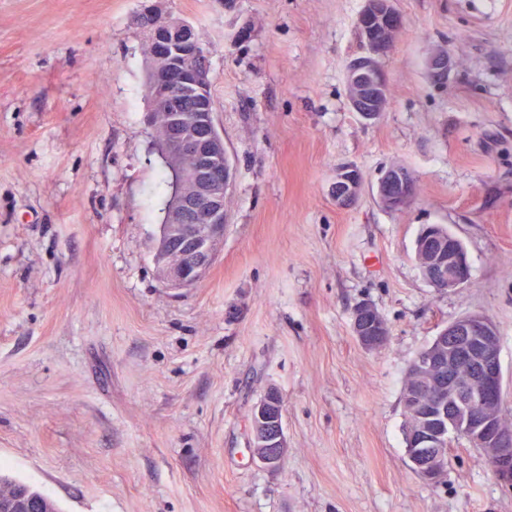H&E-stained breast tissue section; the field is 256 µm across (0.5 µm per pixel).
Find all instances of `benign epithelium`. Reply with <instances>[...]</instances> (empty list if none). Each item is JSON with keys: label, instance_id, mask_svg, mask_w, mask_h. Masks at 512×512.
I'll return each instance as SVG.
<instances>
[{"label": "benign epithelium", "instance_id": "benign-epithelium-1", "mask_svg": "<svg viewBox=\"0 0 512 512\" xmlns=\"http://www.w3.org/2000/svg\"><path fill=\"white\" fill-rule=\"evenodd\" d=\"M142 12L153 19L147 43L152 70L146 84L151 105L167 111L160 146L176 188L167 202L156 253L159 274L173 289L198 282L213 263L224 242L226 201L231 185L230 162L224 138L213 120L208 53L193 26L181 18H164L153 0H145ZM394 0H364L357 17L363 53L351 61L346 75L347 98L353 111L365 121L385 111L388 84L381 60L391 50L390 37L402 27ZM437 80L448 76L451 61L445 50L428 60ZM189 97L194 111L184 112L180 98ZM362 176L353 165L336 169L331 193L340 208L359 199ZM378 199L393 211L415 197L406 171L386 169L378 180ZM423 278L442 292L469 282L470 270L464 246L437 227L421 234L416 259ZM352 331L359 344L375 350L388 340L384 319L375 307L363 302L353 311ZM415 373L426 378L428 399L410 395V406L424 410L418 426L409 432L411 461L423 481L439 483L449 440L462 437L489 450L491 473L512 487V431L500 425L503 406V372L496 326L486 317L470 314L449 323L432 345L413 362ZM283 402L276 389L267 391L254 407L252 454L266 468L276 469L287 452L282 424ZM0 512H45L44 502L23 487Z\"/></svg>", "mask_w": 512, "mask_h": 512}]
</instances>
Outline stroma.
Returning <instances> with one entry per match:
<instances>
[{"mask_svg":"<svg viewBox=\"0 0 512 512\" xmlns=\"http://www.w3.org/2000/svg\"><path fill=\"white\" fill-rule=\"evenodd\" d=\"M363 6L162 0L211 51L232 166L223 246L171 289L141 0H0L1 471L63 512H512L480 450L454 444L432 485L403 435L411 362L468 314L499 331L512 411V0H395L393 95L371 123L345 86ZM346 164L363 188L342 209ZM397 165L418 194L390 211L376 182ZM426 224L462 242L465 287L422 278ZM362 302L389 328L376 351L352 333ZM272 387L276 470L250 452ZM362 176L353 165H343L336 169L331 184V193L340 208H348L359 199L362 190ZM283 407L281 394L276 389L267 391L254 407L252 448L264 449L260 453H252V457L269 469L278 468L287 452L282 424Z\"/></svg>","mask_w":512,"mask_h":512,"instance_id":"35a3bbf8","label":"stroma"}]
</instances>
